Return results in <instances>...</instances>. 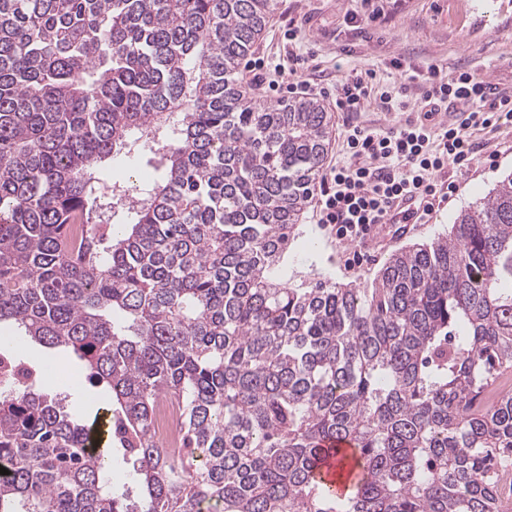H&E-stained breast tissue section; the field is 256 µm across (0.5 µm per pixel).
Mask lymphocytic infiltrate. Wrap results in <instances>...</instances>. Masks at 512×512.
<instances>
[{
    "label": "lymphocytic infiltrate",
    "instance_id": "lymphocytic-infiltrate-1",
    "mask_svg": "<svg viewBox=\"0 0 512 512\" xmlns=\"http://www.w3.org/2000/svg\"><path fill=\"white\" fill-rule=\"evenodd\" d=\"M307 63L298 54L284 64L258 61L254 79L291 94L331 97L339 112L361 111L376 97L399 115L385 130L350 123L343 128L347 159L328 167L315 191L319 223L335 225L341 240L360 242L368 226L384 223L393 200L407 194L418 195L419 204L404 212L403 222L425 223L436 200L447 197L440 176L448 165L470 167L476 150L472 132L512 121V94L472 70L448 73L432 64L421 71L409 59L395 58L390 66L399 80L379 93L375 71L352 75L332 91L306 76ZM414 87L420 91L415 98L409 95Z\"/></svg>",
    "mask_w": 512,
    "mask_h": 512
}]
</instances>
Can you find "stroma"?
I'll list each match as a JSON object with an SVG mask.
<instances>
[{
	"instance_id": "obj_1",
	"label": "stroma",
	"mask_w": 512,
	"mask_h": 512,
	"mask_svg": "<svg viewBox=\"0 0 512 512\" xmlns=\"http://www.w3.org/2000/svg\"><path fill=\"white\" fill-rule=\"evenodd\" d=\"M381 5L375 22L357 25L346 23L345 17L363 15V0H278L254 53L312 54L309 76L332 85L367 69L388 80L390 60L402 56L420 68L435 63L450 72L473 69L495 77L500 89L512 92V0H381ZM292 24L300 32L289 41L284 32ZM473 139L478 156L472 167L451 168L444 175L445 181L456 184V192L435 205L427 223L411 225L408 235H388L377 247L359 251L318 224L313 208H306L300 235L288 250V274L294 284L326 276L339 284L367 288L392 253L445 235L462 210L475 206L512 173V123L476 132ZM494 150L499 156L491 165L485 158ZM40 389L65 397L85 423L104 413L107 390L91 384L86 375L64 387L44 381Z\"/></svg>"
}]
</instances>
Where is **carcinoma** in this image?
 Segmentation results:
<instances>
[{
    "instance_id": "obj_1",
    "label": "carcinoma",
    "mask_w": 512,
    "mask_h": 512,
    "mask_svg": "<svg viewBox=\"0 0 512 512\" xmlns=\"http://www.w3.org/2000/svg\"><path fill=\"white\" fill-rule=\"evenodd\" d=\"M276 6L0 0V324L108 387L137 486L0 351V512H512V173L371 287L291 284L332 124L239 83ZM121 154L161 176H109ZM181 421V413L175 404L163 402L159 405L155 417L154 429L156 436L159 437L163 444L164 450L168 453H179V426Z\"/></svg>"
}]
</instances>
